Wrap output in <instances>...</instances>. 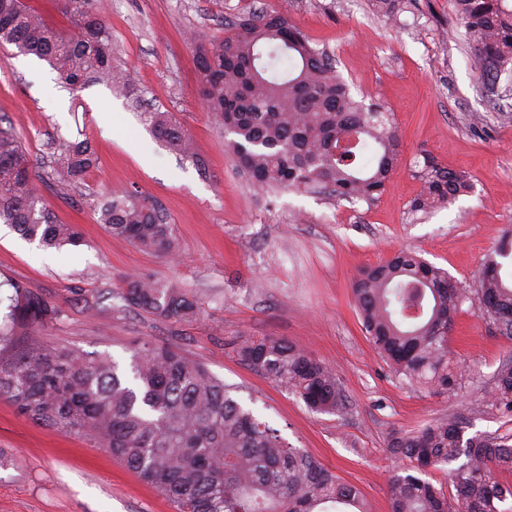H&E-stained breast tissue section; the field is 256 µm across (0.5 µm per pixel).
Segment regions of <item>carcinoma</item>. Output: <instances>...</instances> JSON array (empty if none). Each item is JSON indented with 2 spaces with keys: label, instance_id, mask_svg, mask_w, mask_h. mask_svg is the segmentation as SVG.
Wrapping results in <instances>:
<instances>
[{
  "label": "carcinoma",
  "instance_id": "obj_1",
  "mask_svg": "<svg viewBox=\"0 0 512 512\" xmlns=\"http://www.w3.org/2000/svg\"><path fill=\"white\" fill-rule=\"evenodd\" d=\"M71 26H50L32 0H0V47L45 60L64 87L79 96L103 84L140 108L130 73L112 64V32L97 0H63ZM484 84L512 66V0H456ZM196 45L199 93L224 128V148L259 191L326 190L337 200L372 204L399 162L394 121L356 99L325 49L311 45L288 17L247 13L231 34ZM165 146L193 154L192 142L166 112H149ZM98 165L87 138L55 143L50 175L62 187L84 183ZM471 189L464 171L424 158L413 209L450 205ZM108 231L162 256L176 252L170 225L147 196L128 193L98 205ZM0 224L45 248L79 246L74 224L56 222L36 191L20 135L0 127ZM512 248L490 253L476 276L480 311L512 339ZM0 328V396L38 425L75 434L104 450L167 497L176 512H370L352 485L245 409L199 362L168 346L132 348V378L108 354L47 345L38 331L62 310L29 286L13 282ZM365 336L393 376L433 394L455 389L448 332L468 291L448 271L402 250L352 283ZM127 306L156 319L197 320V297L150 275L126 279ZM240 360L296 394L313 412L340 415L346 397L324 362L279 337H248ZM494 405L512 417V359L494 375ZM389 452L401 461L388 481L391 512H512V432L464 437L456 421L437 418L392 435ZM443 470L448 481L425 479Z\"/></svg>",
  "mask_w": 512,
  "mask_h": 512
}]
</instances>
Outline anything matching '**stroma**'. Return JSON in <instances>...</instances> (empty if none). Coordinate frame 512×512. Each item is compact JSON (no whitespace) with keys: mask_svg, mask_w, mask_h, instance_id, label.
Segmentation results:
<instances>
[{"mask_svg":"<svg viewBox=\"0 0 512 512\" xmlns=\"http://www.w3.org/2000/svg\"><path fill=\"white\" fill-rule=\"evenodd\" d=\"M108 0L112 57L152 108L169 113L194 142L188 158L166 148L128 101L96 84L72 104L49 65L0 50V124L18 132L33 164L58 139L89 138L97 168L68 193L37 182L60 222L79 225L77 248L45 250L0 226V282L36 289L62 308L45 342L107 353L128 367L132 347H172L203 364L232 395L390 512L396 466L387 443L445 417L466 436L512 431L489 392L512 340L466 300L449 336L458 384L435 395L397 380L365 336L351 299L354 277L395 252L415 251L473 287L501 238L512 235V72L495 92L477 80L474 49L452 0ZM287 15L312 45L329 49L352 93L391 112L401 159L374 205L324 194L256 193L224 151V133L198 94L195 31L223 38L242 13ZM467 171L473 188L451 205L412 211L424 156ZM138 191L157 202L176 237L167 258L111 235L96 199ZM152 275L193 289L197 321H163L124 308L127 277ZM283 337L334 368L347 398L341 415L310 411L259 376L236 352L243 337ZM0 512H176L136 473L81 438L37 425L0 398Z\"/></svg>","mask_w":512,"mask_h":512,"instance_id":"1","label":"stroma"}]
</instances>
